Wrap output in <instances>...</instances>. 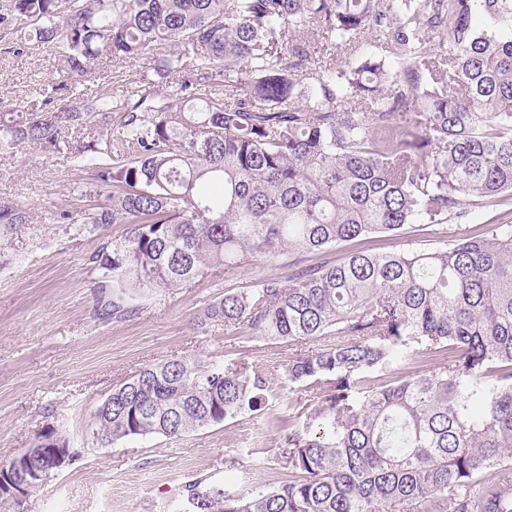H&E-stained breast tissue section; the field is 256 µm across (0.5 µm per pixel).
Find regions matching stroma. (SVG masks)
<instances>
[{
  "label": "stroma",
  "instance_id": "35a3bbf8",
  "mask_svg": "<svg viewBox=\"0 0 512 512\" xmlns=\"http://www.w3.org/2000/svg\"><path fill=\"white\" fill-rule=\"evenodd\" d=\"M300 35L322 65L338 68L374 44L366 33L354 46L332 51L315 26ZM58 78L54 53L37 42L20 54H0L2 99L26 98L38 83ZM83 177L64 152L0 153V204H23L31 213L28 224L0 234V462L31 447L49 425L62 429L77 453L26 500H0V512H183L180 488L190 480L234 491L287 480L275 450L284 446L289 423L317 403L312 387L285 376L300 347L226 328L206 319L205 310L225 289L286 278L299 267L342 257L343 249L286 248L181 288L149 289L136 302L137 314L107 321L96 312L102 277L89 258L126 227L79 235L74 225L59 223L64 205L90 208V201L72 196ZM176 356L253 366L270 382L264 410L178 437H133L107 447L86 438L91 412L116 384Z\"/></svg>",
  "mask_w": 512,
  "mask_h": 512
}]
</instances>
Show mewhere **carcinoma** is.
<instances>
[{"label": "carcinoma", "instance_id": "carcinoma-1", "mask_svg": "<svg viewBox=\"0 0 512 512\" xmlns=\"http://www.w3.org/2000/svg\"><path fill=\"white\" fill-rule=\"evenodd\" d=\"M346 47L387 45L339 70L314 67L301 27ZM56 49L61 84L0 101V151L69 150L74 193L110 203L59 221L130 230L90 263L112 278L99 315L144 288H180L216 266L284 247L320 253L466 223L512 205V0H0L5 50L20 25ZM170 50L161 53L158 47ZM151 56L139 85L95 88L103 60ZM94 130L71 148L67 133ZM24 205H0L10 232ZM210 320L264 340L336 337L296 353L288 382L319 390L276 456L288 480L224 491V512H512V224L415 251L358 247L333 264L232 288ZM426 374L377 385L413 354ZM245 364L174 357L117 384L86 430L101 447L174 437L266 404ZM47 427L33 447L63 448ZM214 488L182 487L183 500Z\"/></svg>", "mask_w": 512, "mask_h": 512}]
</instances>
